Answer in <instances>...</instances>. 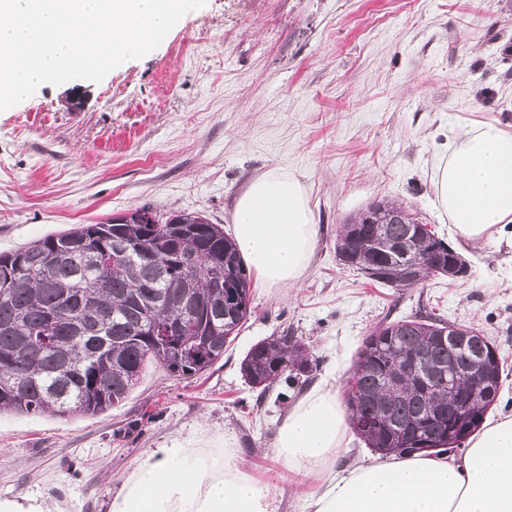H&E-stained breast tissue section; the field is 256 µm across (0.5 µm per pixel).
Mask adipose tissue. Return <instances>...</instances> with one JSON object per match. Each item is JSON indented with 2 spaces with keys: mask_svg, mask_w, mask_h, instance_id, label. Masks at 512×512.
I'll return each instance as SVG.
<instances>
[{
  "mask_svg": "<svg viewBox=\"0 0 512 512\" xmlns=\"http://www.w3.org/2000/svg\"><path fill=\"white\" fill-rule=\"evenodd\" d=\"M436 202L464 239L512 224V132L484 123L448 139L435 163ZM236 244L266 288H295L310 264L317 226L304 186L273 171L235 205ZM348 414L333 384L298 399L280 420L277 458L302 480L303 512H512V417L486 422L461 458L411 456L347 461ZM232 438L200 429L148 449L121 476L109 512H273Z\"/></svg>",
  "mask_w": 512,
  "mask_h": 512,
  "instance_id": "obj_1",
  "label": "adipose tissue"
}]
</instances>
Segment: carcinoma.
Wrapping results in <instances>:
<instances>
[{
    "label": "carcinoma",
    "instance_id": "carcinoma-1",
    "mask_svg": "<svg viewBox=\"0 0 512 512\" xmlns=\"http://www.w3.org/2000/svg\"><path fill=\"white\" fill-rule=\"evenodd\" d=\"M419 223L400 204L376 202L340 227L343 265L380 271L378 285L400 288L402 267L421 280L448 265L447 243L423 230L407 250L408 225ZM240 298L225 302L224 291ZM250 274L224 228L198 213L160 221L148 207L102 224H77L0 254V414L95 416L120 406L145 368L157 364L185 379L224 358L251 315ZM194 321L184 343L204 349L206 363L177 358L150 335L153 326ZM479 337L448 335V323L426 315L383 321L362 342L348 381L353 432L382 456L445 447L455 419L442 374L467 369L501 387L504 363L480 360ZM267 382L309 376L313 360L294 336L250 347L240 364ZM24 383L18 397L15 385ZM492 406L482 392L472 403L473 429Z\"/></svg>",
    "mask_w": 512,
    "mask_h": 512
}]
</instances>
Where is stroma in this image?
<instances>
[{"label": "stroma", "instance_id": "stroma-1", "mask_svg": "<svg viewBox=\"0 0 512 512\" xmlns=\"http://www.w3.org/2000/svg\"><path fill=\"white\" fill-rule=\"evenodd\" d=\"M480 123L512 131V0H206L101 81L44 84L0 111V253L143 205L230 233L238 197L271 171L301 181L317 225L299 287L252 282L251 318L204 375L152 365L96 416L0 415V497L107 512L126 468L204 426L277 490L275 512H301L276 423L308 386L330 380L345 396L358 348L387 317L479 329L507 372L492 414H512V231L459 237L433 184L450 133ZM382 200L435 230L469 276L400 291L341 265L339 226ZM284 335L315 368L307 385L259 394L240 363Z\"/></svg>", "mask_w": 512, "mask_h": 512}]
</instances>
